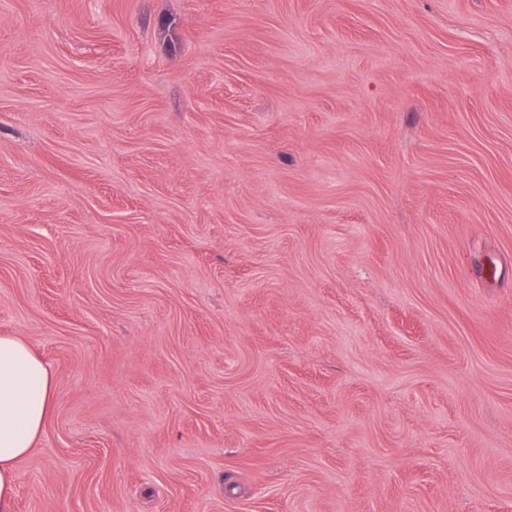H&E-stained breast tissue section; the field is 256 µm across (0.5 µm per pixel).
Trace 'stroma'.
Masks as SVG:
<instances>
[{"instance_id": "35a3bbf8", "label": "stroma", "mask_w": 512, "mask_h": 512, "mask_svg": "<svg viewBox=\"0 0 512 512\" xmlns=\"http://www.w3.org/2000/svg\"><path fill=\"white\" fill-rule=\"evenodd\" d=\"M15 512H512V0H0ZM54 374L19 336H0V512H13L18 466L44 431Z\"/></svg>"}]
</instances>
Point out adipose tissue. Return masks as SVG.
I'll return each instance as SVG.
<instances>
[{"label":"adipose tissue","instance_id":"obj_1","mask_svg":"<svg viewBox=\"0 0 512 512\" xmlns=\"http://www.w3.org/2000/svg\"><path fill=\"white\" fill-rule=\"evenodd\" d=\"M54 374L18 336H0V512H13L18 466L52 410Z\"/></svg>","mask_w":512,"mask_h":512}]
</instances>
